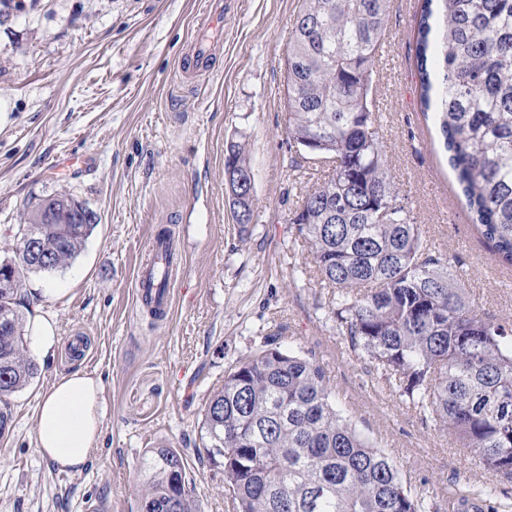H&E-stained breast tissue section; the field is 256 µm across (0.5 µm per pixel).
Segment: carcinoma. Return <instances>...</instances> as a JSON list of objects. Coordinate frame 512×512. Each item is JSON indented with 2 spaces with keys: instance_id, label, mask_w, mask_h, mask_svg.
<instances>
[{
  "instance_id": "obj_1",
  "label": "carcinoma",
  "mask_w": 512,
  "mask_h": 512,
  "mask_svg": "<svg viewBox=\"0 0 512 512\" xmlns=\"http://www.w3.org/2000/svg\"><path fill=\"white\" fill-rule=\"evenodd\" d=\"M391 0H298L284 77L290 144L333 168L300 194L289 223L310 273L332 289L336 322L400 397L512 481V321L479 311L446 255L400 197L374 96ZM420 105L436 114L473 224L512 268V0H423ZM249 168L226 145L225 178ZM90 211L67 193L19 225L18 260L0 263V434L10 397L37 374L24 345L20 272L78 255ZM52 214L57 224H42ZM318 363L269 342L207 401V455L224 464L235 512H420L394 463L336 409ZM140 512H196L194 479L173 448L140 463Z\"/></svg>"
}]
</instances>
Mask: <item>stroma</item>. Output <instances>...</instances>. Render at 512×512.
Returning a JSON list of instances; mask_svg holds the SVG:
<instances>
[{
    "instance_id": "stroma-1",
    "label": "stroma",
    "mask_w": 512,
    "mask_h": 512,
    "mask_svg": "<svg viewBox=\"0 0 512 512\" xmlns=\"http://www.w3.org/2000/svg\"><path fill=\"white\" fill-rule=\"evenodd\" d=\"M208 72L180 74L214 0H0V261L13 260L24 215L68 193L95 226L78 256L23 277L24 316L55 322L81 356L41 364L11 398L0 436V512H139L140 462L177 450L200 512H233L223 469L207 459L203 410L224 376L266 338L326 371L337 409L397 466L424 512H512V482L386 387L336 328L326 289L302 270L290 222L298 185L284 128L285 52L297 0H231ZM421 0H391L376 77L392 172L432 248L481 311L512 320V269L495 264L471 223L415 75ZM245 143L252 219L236 224L224 156ZM85 158L59 168V159ZM177 241L165 321L137 306L146 239ZM103 387L102 439L88 464L62 470L36 448L38 406L56 374Z\"/></svg>"
}]
</instances>
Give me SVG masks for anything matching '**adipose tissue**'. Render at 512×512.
Here are the masks:
<instances>
[{
    "mask_svg": "<svg viewBox=\"0 0 512 512\" xmlns=\"http://www.w3.org/2000/svg\"><path fill=\"white\" fill-rule=\"evenodd\" d=\"M102 384L77 370L55 378L40 405L36 447L63 470H78L102 436Z\"/></svg>",
    "mask_w": 512,
    "mask_h": 512,
    "instance_id": "obj_1",
    "label": "adipose tissue"
}]
</instances>
